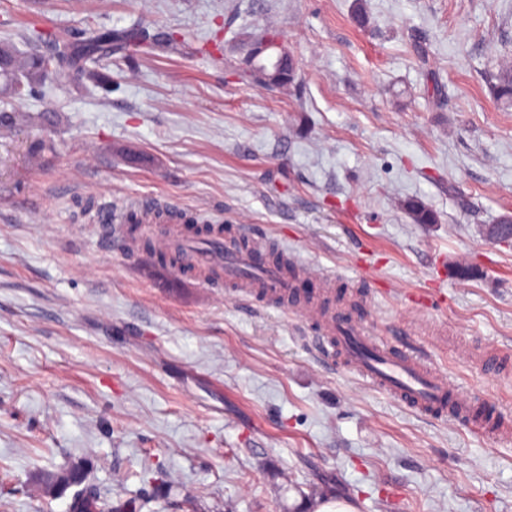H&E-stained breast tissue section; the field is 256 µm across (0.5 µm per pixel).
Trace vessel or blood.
Wrapping results in <instances>:
<instances>
[{
    "label": "vessel or blood",
    "instance_id": "vessel-or-blood-1",
    "mask_svg": "<svg viewBox=\"0 0 512 512\" xmlns=\"http://www.w3.org/2000/svg\"><path fill=\"white\" fill-rule=\"evenodd\" d=\"M158 247L180 252L187 268L222 272L226 284L240 288L256 304L278 300L280 308L298 316L314 334L322 353L409 408L479 427L495 438L512 436V420L500 415L494 401L465 398L425 354L376 336L364 309L341 307L327 312L308 303L287 265L270 263L262 247L242 251L220 237L204 242L163 239Z\"/></svg>",
    "mask_w": 512,
    "mask_h": 512
}]
</instances>
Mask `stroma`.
Segmentation results:
<instances>
[{"label": "stroma", "mask_w": 512, "mask_h": 512, "mask_svg": "<svg viewBox=\"0 0 512 512\" xmlns=\"http://www.w3.org/2000/svg\"><path fill=\"white\" fill-rule=\"evenodd\" d=\"M142 22L178 49L113 55L112 91L0 90V512H67L31 479L85 461L145 512H512V438L420 414L337 369L298 316L252 307L105 231L128 201L266 240L333 276L375 332L512 419V0H0V38ZM272 23L297 65L236 75ZM421 201L433 224L403 204ZM467 261L473 275L455 269ZM173 482L155 498L145 468ZM248 37L251 42V49L247 59L245 60V67L242 69L240 76L245 80H250L253 83L266 88L280 89L293 83L295 80V77H293L294 71L292 72L291 76H277L276 82L273 83L266 80L264 74H273V72L267 70L266 66H262L260 58L255 57L256 50L264 43L265 40L275 41L282 39L281 32L277 29V27L273 24L266 23L263 26L255 28ZM491 90L494 98L503 104H512V67L501 64L496 74L491 76Z\"/></svg>", "instance_id": "35a3bbf8"}]
</instances>
